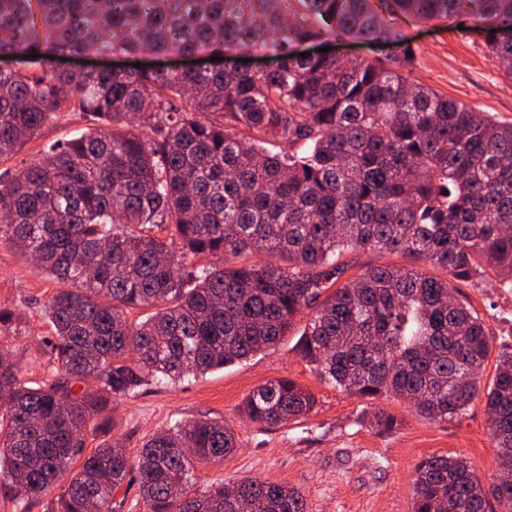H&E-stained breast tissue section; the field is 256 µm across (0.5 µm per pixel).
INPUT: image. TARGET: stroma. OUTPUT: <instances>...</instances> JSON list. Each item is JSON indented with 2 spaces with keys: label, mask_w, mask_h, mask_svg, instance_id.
<instances>
[{
  "label": "stroma",
  "mask_w": 512,
  "mask_h": 512,
  "mask_svg": "<svg viewBox=\"0 0 512 512\" xmlns=\"http://www.w3.org/2000/svg\"><path fill=\"white\" fill-rule=\"evenodd\" d=\"M394 42L381 45L351 37L328 36L325 44L306 42L304 52L328 47L349 60L382 59L409 47L414 60L409 81L462 101L481 112L512 122V79L493 63L485 35L472 25L458 27L445 20H388ZM79 113L65 112L17 153L0 161V174H11L39 159L45 148L87 132ZM347 276L384 264L418 267L429 276L442 269L409 256L371 250L345 254ZM58 284L38 273L20 252L0 246V307L15 311L13 332H0L29 387L51 382L57 375L48 342L51 325L44 305ZM456 296L484 318L493 351L512 349V292L486 284H459ZM306 315L297 318L298 328ZM297 330L250 359L189 376L179 381H154L132 393L106 401L84 432V450L122 440L128 452L140 450L151 435L193 419L220 420L231 426L237 450L217 464L197 466L194 488L228 484L245 477L281 483L305 497L310 512H412L417 463L432 454L471 461L484 488H491L499 471L483 402L472 403L458 419L434 422L419 416L396 398L365 401L328 385L299 355ZM289 378L312 392L317 404L305 418L268 426L251 422L242 413L245 397L266 382ZM394 415L389 431L375 424V413Z\"/></svg>",
  "instance_id": "35a3bbf8"
}]
</instances>
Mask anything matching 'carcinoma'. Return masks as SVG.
<instances>
[{"label": "carcinoma", "mask_w": 512, "mask_h": 512, "mask_svg": "<svg viewBox=\"0 0 512 512\" xmlns=\"http://www.w3.org/2000/svg\"><path fill=\"white\" fill-rule=\"evenodd\" d=\"M467 16L512 78V0H0V158L62 112L99 130L49 147L0 178L5 242L56 279L45 305L60 375L30 388L0 347V491L51 512H114L128 479L151 512H310L286 485L243 478L190 491L198 464L237 448L233 429L198 419L152 435L136 457L114 440L69 474L104 399L151 380L223 368L274 346L317 306L298 352L325 382L360 399L396 396L431 421L484 401L504 467L492 495L512 512V352L491 354L460 281L512 288V122L400 73L413 60L300 56L327 33L373 40L386 18ZM331 23L316 28L311 19ZM270 71H75L57 59L98 54L246 56ZM142 128L136 135L133 123ZM409 255L414 268H368L347 283L351 249ZM207 263L185 287L183 260ZM150 310L138 322L130 309ZM93 379L95 388L74 391ZM314 396L291 379L244 400L253 422L307 416ZM413 512H493L467 460L416 467Z\"/></svg>", "instance_id": "cac0c4a2"}]
</instances>
